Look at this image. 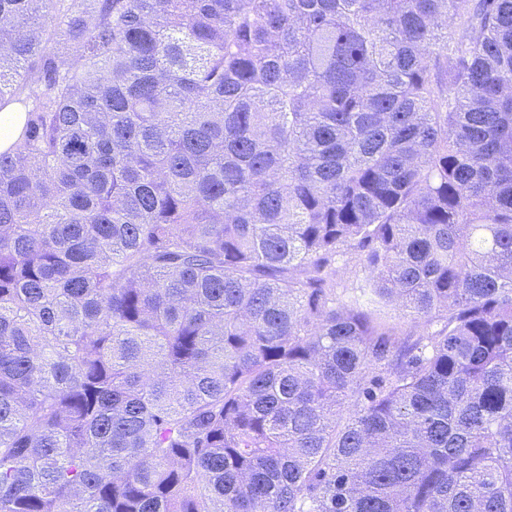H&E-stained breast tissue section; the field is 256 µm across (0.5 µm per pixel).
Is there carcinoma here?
Wrapping results in <instances>:
<instances>
[{
    "instance_id": "obj_1",
    "label": "carcinoma",
    "mask_w": 512,
    "mask_h": 512,
    "mask_svg": "<svg viewBox=\"0 0 512 512\" xmlns=\"http://www.w3.org/2000/svg\"><path fill=\"white\" fill-rule=\"evenodd\" d=\"M12 104L0 512H512V0H0ZM340 266H342V264ZM340 277L348 288H362L361 292L360 289L357 290L360 304L368 305L373 308L383 321L397 325L403 330H410V322L400 316L397 308L393 304L384 301L373 292L372 282L369 280L367 273L359 262L351 260L346 268L342 266V269H340Z\"/></svg>"
}]
</instances>
